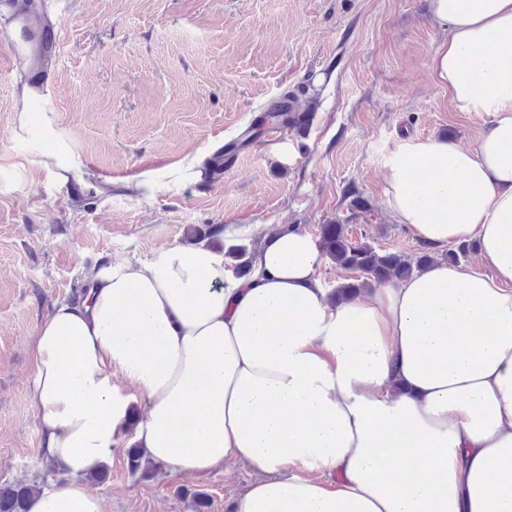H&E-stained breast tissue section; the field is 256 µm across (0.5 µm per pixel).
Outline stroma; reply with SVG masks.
I'll return each mask as SVG.
<instances>
[{
  "label": "stroma",
  "mask_w": 512,
  "mask_h": 512,
  "mask_svg": "<svg viewBox=\"0 0 512 512\" xmlns=\"http://www.w3.org/2000/svg\"><path fill=\"white\" fill-rule=\"evenodd\" d=\"M30 28L55 25L61 56L46 93L27 102L29 58L15 55L18 25L0 6V487L63 474L39 454L28 393L29 338L57 300L72 297L108 260H149L207 224H283L318 234L340 221L355 243L418 255L423 243L384 202L385 163L408 138L475 148L490 126L459 112L429 61L441 32L428 0H41ZM293 95L310 107L302 132H268L266 106ZM256 138L220 178L151 197L125 186L192 156L212 158L245 129ZM287 144L282 165L272 145ZM89 183H61L58 147ZM363 199L367 211L354 209ZM122 434L87 487L109 512H233L254 478L228 462L207 474L131 470Z\"/></svg>",
  "instance_id": "stroma-1"
}]
</instances>
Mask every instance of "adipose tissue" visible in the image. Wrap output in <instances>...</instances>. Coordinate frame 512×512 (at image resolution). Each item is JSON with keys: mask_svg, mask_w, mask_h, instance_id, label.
I'll use <instances>...</instances> for the list:
<instances>
[{"mask_svg": "<svg viewBox=\"0 0 512 512\" xmlns=\"http://www.w3.org/2000/svg\"><path fill=\"white\" fill-rule=\"evenodd\" d=\"M430 20L435 81L492 122L471 150L402 141L385 203L420 240L476 241L482 269L333 301L318 239L288 226L241 279L205 241L102 263L30 338L39 453L65 479L28 512H105L85 480L127 431L176 472L254 468L235 512H512V0H430ZM200 174L190 158L126 189Z\"/></svg>", "mask_w": 512, "mask_h": 512, "instance_id": "1", "label": "adipose tissue"}]
</instances>
